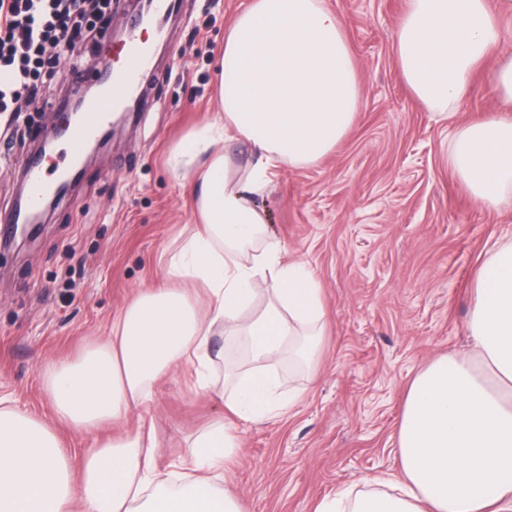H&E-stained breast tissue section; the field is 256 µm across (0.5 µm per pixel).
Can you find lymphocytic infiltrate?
I'll return each mask as SVG.
<instances>
[{"label": "lymphocytic infiltrate", "mask_w": 512, "mask_h": 512, "mask_svg": "<svg viewBox=\"0 0 512 512\" xmlns=\"http://www.w3.org/2000/svg\"><path fill=\"white\" fill-rule=\"evenodd\" d=\"M111 21L112 0H0V112L42 97Z\"/></svg>", "instance_id": "obj_1"}]
</instances>
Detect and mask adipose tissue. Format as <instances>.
Returning <instances> with one entry per match:
<instances>
[{"label":"adipose tissue","instance_id":"adipose-tissue-1","mask_svg":"<svg viewBox=\"0 0 512 512\" xmlns=\"http://www.w3.org/2000/svg\"><path fill=\"white\" fill-rule=\"evenodd\" d=\"M394 52L415 97L453 111L501 38L488 0H407ZM222 117L174 153L193 174L202 223L167 260L163 283L138 292L112 320L105 345L53 366L45 421L0 396V512H245L223 483L240 425L277 420L298 403L283 396L284 353L314 366L324 347L323 291L287 262L257 201L273 168L321 160L359 110L356 63L344 23L324 0H248L224 36ZM250 143L258 157L236 176L223 146ZM449 162L475 204H512V115L455 128ZM469 350L443 355L409 386L398 427L397 494L342 491L315 512H512V240L494 246L475 280ZM266 296L258 311L250 306ZM232 325L247 368L215 378L211 340ZM189 372L195 390L224 401L225 416L175 461L158 464L153 428L122 422L149 408L166 373ZM89 436L71 454L60 429Z\"/></svg>","mask_w":512,"mask_h":512}]
</instances>
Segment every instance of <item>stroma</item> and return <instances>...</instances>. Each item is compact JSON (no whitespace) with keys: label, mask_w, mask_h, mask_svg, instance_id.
I'll use <instances>...</instances> for the list:
<instances>
[{"label":"stroma","mask_w":512,"mask_h":512,"mask_svg":"<svg viewBox=\"0 0 512 512\" xmlns=\"http://www.w3.org/2000/svg\"><path fill=\"white\" fill-rule=\"evenodd\" d=\"M247 0H179L120 135L84 159L71 188L27 242L0 248V389L38 418L53 408L52 364L73 362L109 336L113 315L155 285L167 256L194 232L193 184L173 151L218 116L215 67L224 33ZM342 16L357 64L360 108L318 163L275 170L267 226L287 261H302L325 296V350L312 371L281 362V389L299 391L297 415L240 427L226 485L247 512H314L341 488L374 490L397 472L396 436L408 385L435 357L466 347L473 279L488 249L512 233V208H482L448 163L455 126L499 108L476 75L449 116L429 112L404 83L393 52L406 0H325ZM133 9L120 0L92 53L117 57ZM68 83L0 123V211L14 208L46 126L58 125ZM224 416L223 400L195 395L185 373L153 389L150 414L162 460L184 453Z\"/></svg>","instance_id":"obj_1"}]
</instances>
